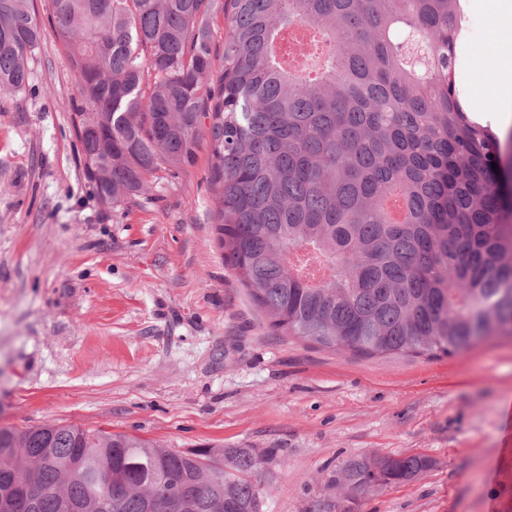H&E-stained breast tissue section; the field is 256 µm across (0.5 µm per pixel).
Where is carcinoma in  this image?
Wrapping results in <instances>:
<instances>
[{
	"label": "carcinoma",
	"instance_id": "cac0c4a2",
	"mask_svg": "<svg viewBox=\"0 0 512 512\" xmlns=\"http://www.w3.org/2000/svg\"><path fill=\"white\" fill-rule=\"evenodd\" d=\"M460 0H51L84 116L85 177L116 208L162 166L212 149L218 244L273 330L373 356L460 354L512 336V169L456 87ZM229 23L222 58L212 19ZM43 26L0 0V90L23 92ZM497 167H492V164ZM277 449L174 451L75 425L0 428V460H43L35 512L185 483L193 512H266L252 481ZM423 456L351 460L353 489L410 481ZM15 475L0 469V512Z\"/></svg>",
	"mask_w": 512,
	"mask_h": 512
}]
</instances>
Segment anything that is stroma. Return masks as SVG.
<instances>
[{
  "label": "stroma",
  "instance_id": "1",
  "mask_svg": "<svg viewBox=\"0 0 512 512\" xmlns=\"http://www.w3.org/2000/svg\"><path fill=\"white\" fill-rule=\"evenodd\" d=\"M463 6L456 83L499 133L487 0ZM21 94L0 92V426L76 425L165 448H274L267 512H512V337L472 350L365 356L274 332L217 242L208 139L117 208L89 186L76 79L46 33ZM421 455L380 490L342 483L359 456Z\"/></svg>",
  "mask_w": 512,
  "mask_h": 512
}]
</instances>
